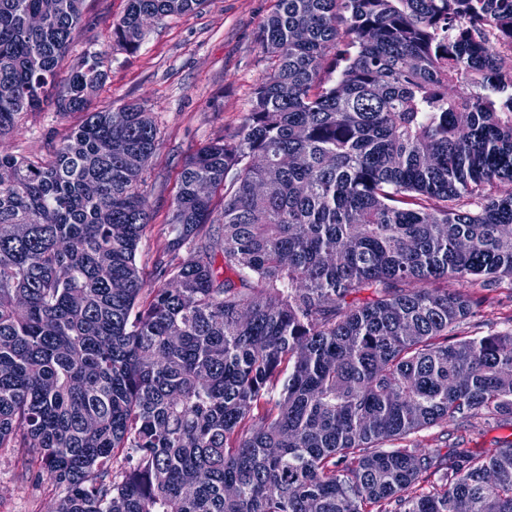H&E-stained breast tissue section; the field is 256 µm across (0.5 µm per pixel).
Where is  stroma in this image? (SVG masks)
Returning a JSON list of instances; mask_svg holds the SVG:
<instances>
[{
	"label": "stroma",
	"mask_w": 512,
	"mask_h": 512,
	"mask_svg": "<svg viewBox=\"0 0 512 512\" xmlns=\"http://www.w3.org/2000/svg\"><path fill=\"white\" fill-rule=\"evenodd\" d=\"M274 5L275 0H202L189 14L152 21L138 50L131 52L108 37L126 0L85 2L83 34L60 59L57 84H64L86 49L95 47L104 58L107 77L91 108L136 101L151 112L158 128L159 144L140 185L153 215L137 253L144 280H152L154 261L167 246L166 222L186 159L208 141L235 132L266 75L269 60L258 32ZM83 118V113L59 112L51 105L23 113L12 131L0 135V153L49 160ZM472 295L481 316L461 325L459 335L484 336L512 328L511 290L476 288ZM508 440L512 429L493 420L477 432L443 421L413 436L412 443L490 454ZM31 456L27 448L0 447V512H56L62 491L31 468Z\"/></svg>",
	"instance_id": "35a3bbf8"
}]
</instances>
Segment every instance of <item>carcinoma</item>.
I'll return each mask as SVG.
<instances>
[{
    "label": "carcinoma",
    "mask_w": 512,
    "mask_h": 512,
    "mask_svg": "<svg viewBox=\"0 0 512 512\" xmlns=\"http://www.w3.org/2000/svg\"><path fill=\"white\" fill-rule=\"evenodd\" d=\"M0 0V134L41 109L85 0ZM200 0H127L112 39ZM238 129L181 173L143 280L158 146L139 103L89 111L86 50L49 162L0 154V447L56 512H512V330L456 280L512 289V0H276ZM223 188L214 217L212 192ZM407 443L419 448L440 447L473 448L479 452L490 454L495 452L502 443L512 440V429L500 427L495 420L486 421L479 432H468L457 425L442 421L437 425L424 429ZM459 443V445H458Z\"/></svg>",
    "instance_id": "1"
}]
</instances>
